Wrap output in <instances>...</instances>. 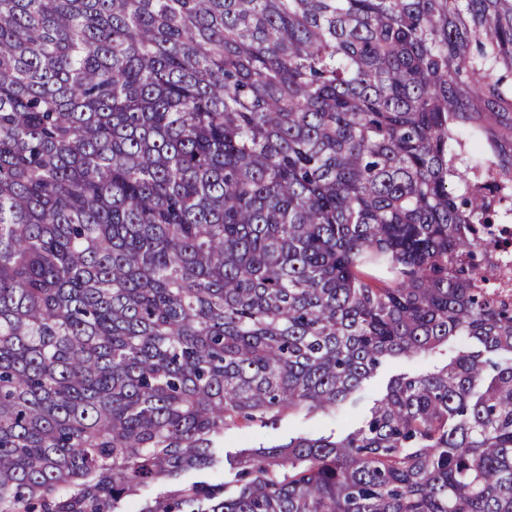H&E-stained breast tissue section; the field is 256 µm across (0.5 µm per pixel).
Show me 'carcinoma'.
Returning <instances> with one entry per match:
<instances>
[{"instance_id":"1","label":"carcinoma","mask_w":512,"mask_h":512,"mask_svg":"<svg viewBox=\"0 0 512 512\" xmlns=\"http://www.w3.org/2000/svg\"><path fill=\"white\" fill-rule=\"evenodd\" d=\"M510 219L512 0H0V512H512ZM497 246L492 253V263L502 264V257L512 254V224H494L492 226ZM462 342L442 345L432 353L417 358H398L387 360L378 370L366 379L356 392V401L346 400L330 413L308 412L307 410L285 413L273 424L266 427L231 428L224 430V465L216 464L210 468L189 471L182 476L185 482L209 481L219 483L231 477L227 458L246 448L260 443H284L299 436L339 435L359 426L369 413L376 399L385 392L389 382L400 374L417 375L432 371L445 365Z\"/></svg>"}]
</instances>
